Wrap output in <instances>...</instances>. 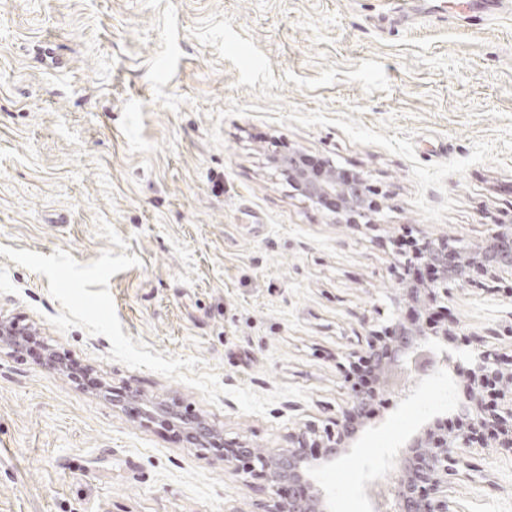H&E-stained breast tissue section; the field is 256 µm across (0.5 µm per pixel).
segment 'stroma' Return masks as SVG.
<instances>
[{"label": "stroma", "instance_id": "35a3bbf8", "mask_svg": "<svg viewBox=\"0 0 512 512\" xmlns=\"http://www.w3.org/2000/svg\"><path fill=\"white\" fill-rule=\"evenodd\" d=\"M494 0H0V245L79 263L138 256L108 288L125 335L197 357L223 386L292 384L265 415L109 360L110 341L51 317L49 280L0 255V512H266L271 491L219 451L116 406L205 419L219 442L275 452L332 426L348 358L410 319L393 264L405 228L477 243L512 225V13ZM291 151L367 177L377 227L337 222L289 186ZM512 280L448 300L462 336L512 351ZM76 362L99 382L68 377ZM393 374L348 454L316 484L332 512H373L404 437L455 416L466 380ZM464 512H512V451H472Z\"/></svg>", "mask_w": 512, "mask_h": 512}]
</instances>
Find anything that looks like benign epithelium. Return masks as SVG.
<instances>
[{"label":"benign epithelium","mask_w":512,"mask_h":512,"mask_svg":"<svg viewBox=\"0 0 512 512\" xmlns=\"http://www.w3.org/2000/svg\"><path fill=\"white\" fill-rule=\"evenodd\" d=\"M276 164L288 173L295 191L311 202L328 206L338 221L358 225L364 219L371 224L368 217L377 205L370 199L371 186L362 176H351L333 164L310 170L303 165L298 152L277 159ZM418 240L420 245L414 251L395 253V265L402 270L401 296L426 309L444 308L451 285L462 292L475 282L477 275L493 279L502 274L512 275L511 226L495 225L487 238L474 246L452 245L426 233L420 234ZM418 264L437 271L435 279L424 288H414L406 281L407 272ZM446 335L448 328L441 325L433 328L426 323L396 318L382 330L369 334L359 359L379 372L383 390L392 373H401L418 363L434 338ZM423 368L430 373L450 370L458 376L465 374L482 389V396H470L456 406V419L463 422L458 431L448 433V418L436 416L405 440L402 454L393 463L391 507L376 512H460L448 500V487L453 480L477 470L470 449L489 440L499 448L512 449V378L504 376L506 368L501 355L477 346L462 359L455 351L445 349L439 361L428 360ZM378 390L350 387L348 406L336 417L334 431L328 428L324 435L314 439L306 431H294L288 435L289 448L273 455L244 445L236 456L224 457V464L234 475L257 473L266 479L272 494L278 497L271 512H311L314 501L324 504L327 497L320 488L309 494V489L315 488L318 468L309 466L311 459L306 449H322L319 460L324 465L346 455L363 415L378 398ZM212 433L214 428L207 422L188 427L190 440L195 444L211 439ZM285 488L286 497L281 495Z\"/></svg>","instance_id":"7a95c632"}]
</instances>
